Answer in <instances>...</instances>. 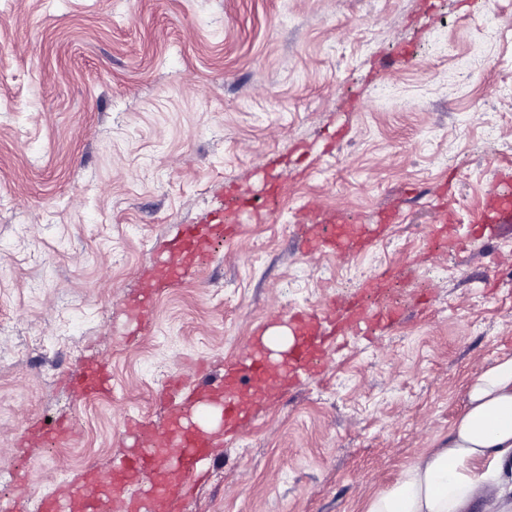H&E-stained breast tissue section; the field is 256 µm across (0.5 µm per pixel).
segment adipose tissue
Here are the masks:
<instances>
[{
    "label": "adipose tissue",
    "mask_w": 512,
    "mask_h": 512,
    "mask_svg": "<svg viewBox=\"0 0 512 512\" xmlns=\"http://www.w3.org/2000/svg\"><path fill=\"white\" fill-rule=\"evenodd\" d=\"M512 356L476 371L447 441L418 453L363 512H512Z\"/></svg>",
    "instance_id": "adipose-tissue-1"
}]
</instances>
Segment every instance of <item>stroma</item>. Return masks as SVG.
Segmentation results:
<instances>
[{"label":"stroma","mask_w":512,"mask_h":512,"mask_svg":"<svg viewBox=\"0 0 512 512\" xmlns=\"http://www.w3.org/2000/svg\"><path fill=\"white\" fill-rule=\"evenodd\" d=\"M275 182L149 326L128 317L184 225ZM512 0H0V504L163 428L173 379L223 374L251 336L391 269L392 323L260 404L166 512H360L448 434L480 365L512 355ZM395 223L312 253L325 216ZM104 362L91 400L73 376ZM62 445L25 444L46 422ZM378 482H371V473Z\"/></svg>","instance_id":"obj_1"}]
</instances>
